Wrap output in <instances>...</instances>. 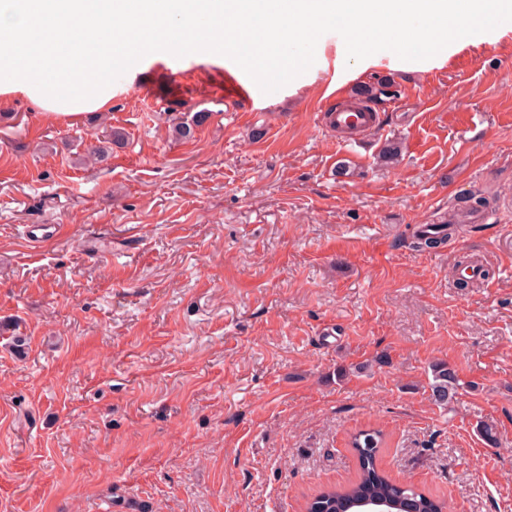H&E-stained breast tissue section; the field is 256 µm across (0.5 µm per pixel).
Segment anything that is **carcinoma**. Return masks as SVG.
I'll list each match as a JSON object with an SVG mask.
<instances>
[{
	"instance_id": "carcinoma-1",
	"label": "carcinoma",
	"mask_w": 512,
	"mask_h": 512,
	"mask_svg": "<svg viewBox=\"0 0 512 512\" xmlns=\"http://www.w3.org/2000/svg\"><path fill=\"white\" fill-rule=\"evenodd\" d=\"M209 118L207 112H197L189 123L174 127L177 138L191 140L195 129ZM446 240L443 230L433 234H417L413 245L416 249L434 248ZM432 399L439 406L449 405L457 395L458 378L454 370L445 363H437L432 368L430 383ZM359 465L357 481L344 490L328 489L319 492L307 501L306 512H355V502L364 496L390 498L395 503L393 512H447L448 506L416 490L412 486H402L392 481L378 466L380 448L385 445V437L379 429H362L350 438Z\"/></svg>"
}]
</instances>
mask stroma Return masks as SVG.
<instances>
[{
	"label": "stroma",
	"instance_id": "35a3bbf8",
	"mask_svg": "<svg viewBox=\"0 0 512 512\" xmlns=\"http://www.w3.org/2000/svg\"><path fill=\"white\" fill-rule=\"evenodd\" d=\"M323 40L246 101L220 91L232 60L192 53L144 57L108 110L68 123L0 103V512H302L356 478L367 428L393 480L512 512V40L357 76ZM384 78L382 131L323 129ZM91 147L107 160L83 165ZM475 193L487 223L411 248ZM437 362L459 379L445 407ZM431 396L435 404L448 406L457 395L458 378L454 370L445 363H436L432 368Z\"/></svg>",
	"mask_w": 512,
	"mask_h": 512
}]
</instances>
